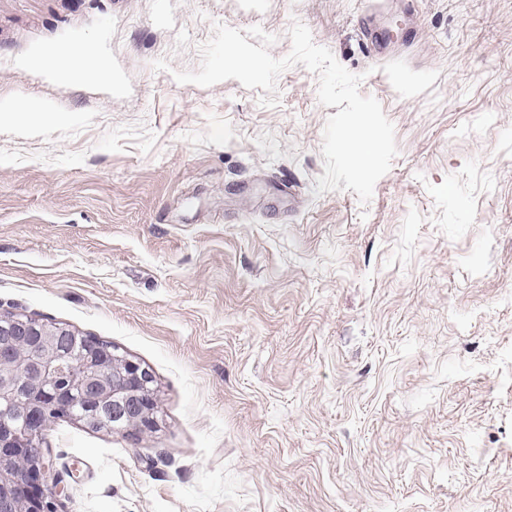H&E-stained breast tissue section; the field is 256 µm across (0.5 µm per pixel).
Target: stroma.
Segmentation results:
<instances>
[{"instance_id": "35a3bbf8", "label": "stroma", "mask_w": 512, "mask_h": 512, "mask_svg": "<svg viewBox=\"0 0 512 512\" xmlns=\"http://www.w3.org/2000/svg\"><path fill=\"white\" fill-rule=\"evenodd\" d=\"M304 23L398 152L318 192L336 107L180 84L214 23ZM373 22L390 50L367 48ZM94 46L101 77L47 54ZM0 312L152 375L154 431L69 419L56 512H512V0H0Z\"/></svg>"}]
</instances>
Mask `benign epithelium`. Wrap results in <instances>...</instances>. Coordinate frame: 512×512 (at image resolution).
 I'll use <instances>...</instances> for the list:
<instances>
[{"label":"benign epithelium","mask_w":512,"mask_h":512,"mask_svg":"<svg viewBox=\"0 0 512 512\" xmlns=\"http://www.w3.org/2000/svg\"><path fill=\"white\" fill-rule=\"evenodd\" d=\"M0 411L21 404L29 419L0 415V512H54L60 480L45 442L46 417L66 414L86 425L112 420V429H155L152 377L139 364L66 327L23 314H0ZM83 346L72 365L59 339Z\"/></svg>","instance_id":"1"}]
</instances>
